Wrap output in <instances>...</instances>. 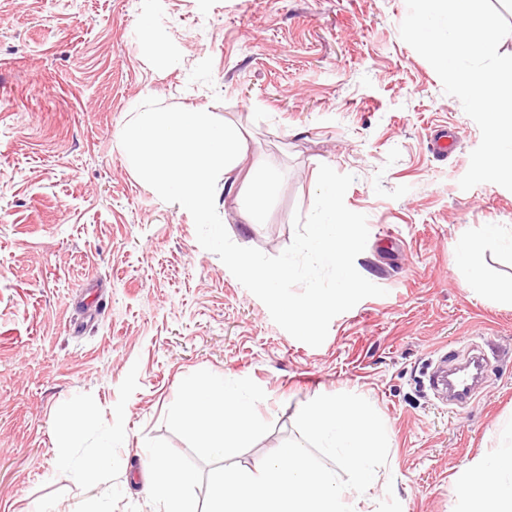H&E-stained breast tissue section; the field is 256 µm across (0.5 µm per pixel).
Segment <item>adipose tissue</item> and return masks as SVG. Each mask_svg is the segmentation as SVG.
<instances>
[{
  "mask_svg": "<svg viewBox=\"0 0 512 512\" xmlns=\"http://www.w3.org/2000/svg\"><path fill=\"white\" fill-rule=\"evenodd\" d=\"M483 253L480 240L466 239L459 246V258L467 271L466 288L477 295L496 294L512 305V289L487 277ZM454 493L466 503V512H512V422L506 424L497 449L467 468Z\"/></svg>",
  "mask_w": 512,
  "mask_h": 512,
  "instance_id": "ef3b65f1",
  "label": "adipose tissue"
}]
</instances>
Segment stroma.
I'll use <instances>...</instances> for the list:
<instances>
[{
  "label": "stroma",
  "instance_id": "35a3bbf8",
  "mask_svg": "<svg viewBox=\"0 0 512 512\" xmlns=\"http://www.w3.org/2000/svg\"><path fill=\"white\" fill-rule=\"evenodd\" d=\"M406 15V0H0V512H154L145 441L189 453L165 417L202 369L266 394L272 428L235 456L244 471L298 438L303 405L349 392L388 427L366 512H463L456 478L512 418V307L463 288L458 246L482 240L488 276L512 282V254L485 236L512 227V191L459 187L481 133L401 39ZM150 96L244 136L234 185L216 186L237 245L279 255L320 165L354 175L345 204L369 228L355 266L385 296L336 316L318 347L275 324L124 156L118 134ZM445 128L457 146L442 158ZM256 163L279 189L247 224L238 199ZM471 344L482 389L443 404L429 363ZM78 401L90 427L73 445ZM108 431L96 487L58 469Z\"/></svg>",
  "mask_w": 512,
  "mask_h": 512
}]
</instances>
